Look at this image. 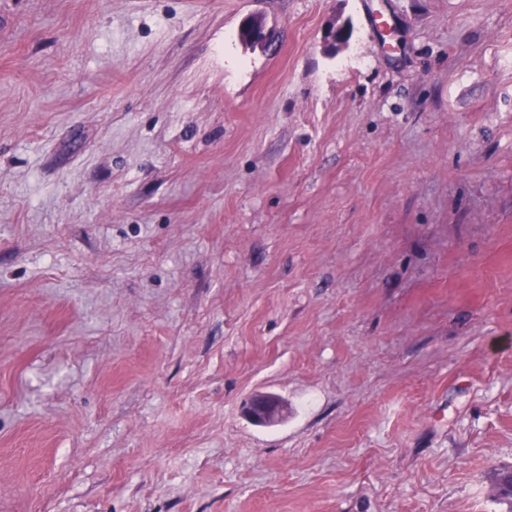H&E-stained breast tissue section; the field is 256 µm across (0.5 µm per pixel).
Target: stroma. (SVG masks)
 <instances>
[{"label": "stroma", "mask_w": 512, "mask_h": 512, "mask_svg": "<svg viewBox=\"0 0 512 512\" xmlns=\"http://www.w3.org/2000/svg\"><path fill=\"white\" fill-rule=\"evenodd\" d=\"M510 466L512 0H0V512H507ZM281 399L273 393H258L251 396L243 406L245 416L258 425H272L283 416Z\"/></svg>", "instance_id": "obj_1"}]
</instances>
